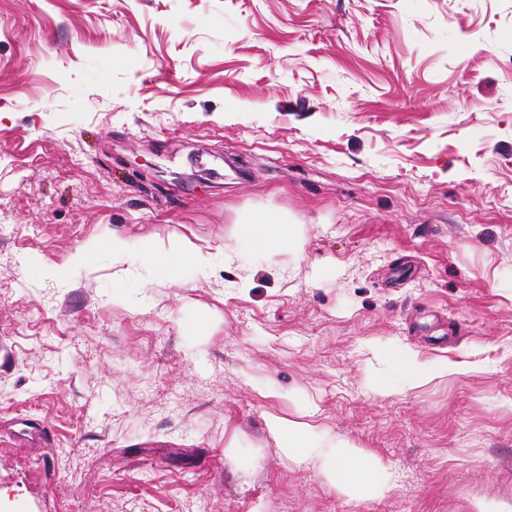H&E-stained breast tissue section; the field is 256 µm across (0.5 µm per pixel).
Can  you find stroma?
<instances>
[{
	"label": "stroma",
	"mask_w": 512,
	"mask_h": 512,
	"mask_svg": "<svg viewBox=\"0 0 512 512\" xmlns=\"http://www.w3.org/2000/svg\"><path fill=\"white\" fill-rule=\"evenodd\" d=\"M477 500L512 512V0H0V512ZM249 224L248 244L252 250L266 256H275L280 249L294 238V224H289L275 210L257 214ZM137 252L149 260L166 277L176 276L182 267L192 264L202 257L200 248L192 243L183 244L169 252H161L147 239L140 242ZM409 374L412 382H424L438 376L448 374V362L430 363L417 356H411L408 361ZM270 429L281 439L280 448L300 460L307 459L315 450L312 441V427L307 423L286 421L273 417ZM336 457L329 470V477L336 488L345 494H366L376 497L386 490V466L358 448L337 441Z\"/></svg>",
	"instance_id": "35a3bbf8"
}]
</instances>
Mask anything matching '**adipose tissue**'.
Masks as SVG:
<instances>
[{
    "mask_svg": "<svg viewBox=\"0 0 512 512\" xmlns=\"http://www.w3.org/2000/svg\"><path fill=\"white\" fill-rule=\"evenodd\" d=\"M294 237V227L274 210L257 214L248 226L247 240L252 250L275 256ZM164 276H176L179 270L201 258L200 248L187 243L169 252L159 251L150 240H142L135 248ZM270 429L281 439L286 454L297 459H307L315 450L312 428L305 423L271 418ZM329 477L336 488L346 494H364L376 497L386 490L388 474L386 466L378 459L369 457L361 449L340 442L329 470Z\"/></svg>",
    "mask_w": 512,
    "mask_h": 512,
    "instance_id": "ef3b65f1",
    "label": "adipose tissue"
}]
</instances>
